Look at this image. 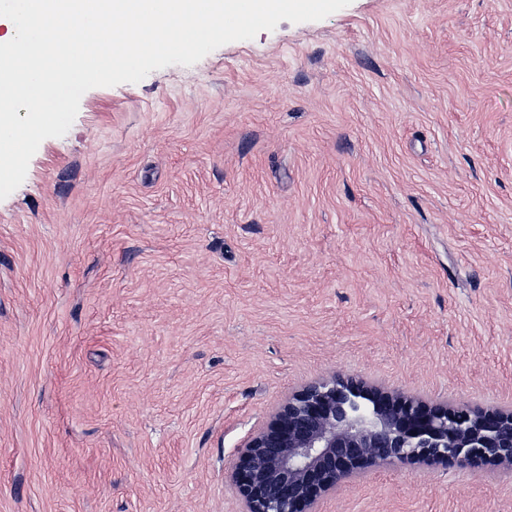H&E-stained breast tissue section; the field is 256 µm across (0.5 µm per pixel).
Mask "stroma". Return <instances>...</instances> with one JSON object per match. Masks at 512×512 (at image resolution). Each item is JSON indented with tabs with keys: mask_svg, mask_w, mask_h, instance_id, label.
Returning a JSON list of instances; mask_svg holds the SVG:
<instances>
[{
	"mask_svg": "<svg viewBox=\"0 0 512 512\" xmlns=\"http://www.w3.org/2000/svg\"><path fill=\"white\" fill-rule=\"evenodd\" d=\"M333 375L512 410V0H352L90 89L0 200V512H241V445ZM317 512H512V470Z\"/></svg>",
	"mask_w": 512,
	"mask_h": 512,
	"instance_id": "1",
	"label": "stroma"
}]
</instances>
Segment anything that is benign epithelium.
<instances>
[{"mask_svg": "<svg viewBox=\"0 0 512 512\" xmlns=\"http://www.w3.org/2000/svg\"><path fill=\"white\" fill-rule=\"evenodd\" d=\"M512 470V412L427 404L333 376L292 395L239 449L242 512H314L337 483L384 463Z\"/></svg>", "mask_w": 512, "mask_h": 512, "instance_id": "1", "label": "benign epithelium"}]
</instances>
